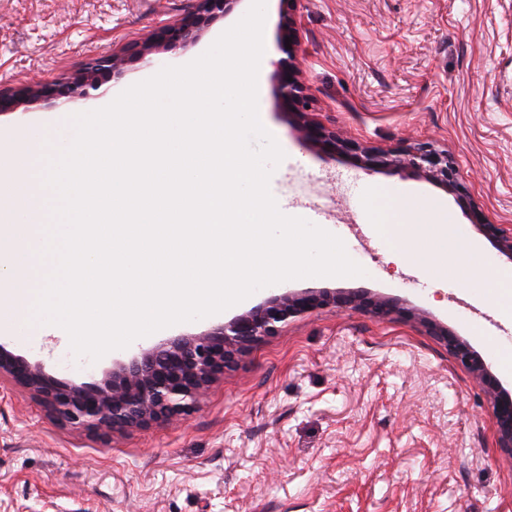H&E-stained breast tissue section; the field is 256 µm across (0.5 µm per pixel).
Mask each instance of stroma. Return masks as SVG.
<instances>
[{"label":"stroma","mask_w":512,"mask_h":512,"mask_svg":"<svg viewBox=\"0 0 512 512\" xmlns=\"http://www.w3.org/2000/svg\"><path fill=\"white\" fill-rule=\"evenodd\" d=\"M190 0H0V83L51 82L182 16ZM240 4L195 44L126 62L90 97L32 102L0 127L53 139L54 116L108 105L168 65L204 53L247 12ZM302 80L327 127L382 148L447 151L475 204L410 174H369L306 145L273 79L277 12L267 4L258 112L285 153L270 190L279 209L349 246L361 277H311L262 288L244 303L136 339L99 361L23 323L0 344L64 382L97 383L159 342L224 324L285 291L394 297L447 326L512 391L495 341L512 336L474 294L392 261L372 236V190L444 204L466 239L501 269L477 223L512 230V0H300ZM358 202L357 233L337 202ZM0 512H512V456L484 386L416 320L325 309L254 344L186 420L90 432L54 418L28 391L0 385Z\"/></svg>","instance_id":"35a3bbf8"}]
</instances>
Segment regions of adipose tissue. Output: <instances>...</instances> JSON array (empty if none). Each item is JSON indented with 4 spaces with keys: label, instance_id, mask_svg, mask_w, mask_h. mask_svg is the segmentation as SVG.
<instances>
[{
    "label": "adipose tissue",
    "instance_id": "ef3b65f1",
    "mask_svg": "<svg viewBox=\"0 0 512 512\" xmlns=\"http://www.w3.org/2000/svg\"><path fill=\"white\" fill-rule=\"evenodd\" d=\"M370 227L403 243L409 264L435 281L454 276L467 291L486 282L496 288L512 286V279L500 277L481 250L462 237L459 225L449 223L442 204L419 199L406 205L404 222L385 226L374 221Z\"/></svg>",
    "mask_w": 512,
    "mask_h": 512
}]
</instances>
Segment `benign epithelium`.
<instances>
[{
    "instance_id": "benign-epithelium-1",
    "label": "benign epithelium",
    "mask_w": 512,
    "mask_h": 512,
    "mask_svg": "<svg viewBox=\"0 0 512 512\" xmlns=\"http://www.w3.org/2000/svg\"><path fill=\"white\" fill-rule=\"evenodd\" d=\"M241 0H193L179 20L161 26L145 41L128 43L120 55L92 59L74 76L52 83L0 88V112H16L34 100L67 101L87 98L99 88L103 74L119 75L128 57L144 58L172 45H192L215 18L232 12ZM279 49L287 57L275 63L278 99L288 124L306 143L351 157L371 174L407 172L457 197L465 188L448 154L427 146L382 149L345 139L320 123L310 112L307 87L298 63L299 31L295 13L298 0H278ZM291 38V48L285 39ZM478 230L499 255L512 262V232L495 224ZM345 308L389 320L406 315L425 324L448 350L481 381L489 394L499 432V447L512 456V393L503 390L489 371V363L448 329L381 297L339 296L330 291L285 292L209 331L156 344L128 363L115 365L100 384L62 382L40 363H31L0 345V377L37 395L57 416L86 429L125 428L179 421L196 409L201 396L224 369L254 342L277 335L292 321L316 310Z\"/></svg>"
}]
</instances>
